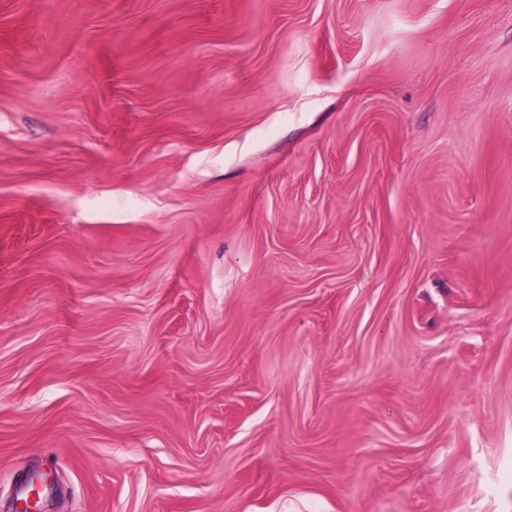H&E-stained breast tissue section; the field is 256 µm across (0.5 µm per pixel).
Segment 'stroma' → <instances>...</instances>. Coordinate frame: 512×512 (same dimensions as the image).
<instances>
[{
	"label": "stroma",
	"mask_w": 512,
	"mask_h": 512,
	"mask_svg": "<svg viewBox=\"0 0 512 512\" xmlns=\"http://www.w3.org/2000/svg\"><path fill=\"white\" fill-rule=\"evenodd\" d=\"M512 512V0H0V512ZM55 482L53 476L29 473L26 477V483L31 484L32 492L29 500L22 501L17 499L13 501L12 506L15 512H46L41 494L44 490H51L53 492L56 485Z\"/></svg>",
	"instance_id": "stroma-1"
}]
</instances>
